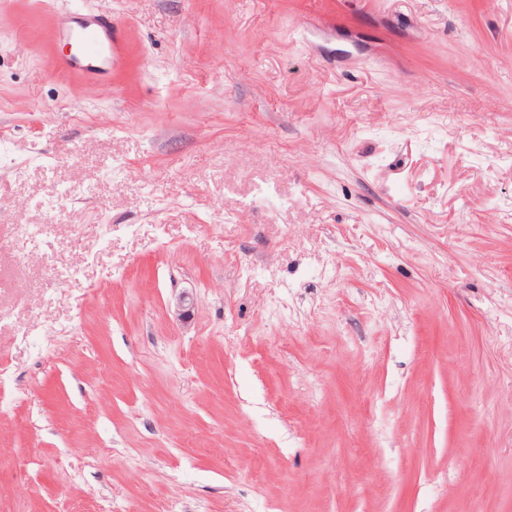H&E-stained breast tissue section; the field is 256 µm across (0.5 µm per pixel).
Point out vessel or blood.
Returning <instances> with one entry per match:
<instances>
[{"label": "vessel or blood", "instance_id": "1", "mask_svg": "<svg viewBox=\"0 0 512 512\" xmlns=\"http://www.w3.org/2000/svg\"><path fill=\"white\" fill-rule=\"evenodd\" d=\"M63 28L68 38L75 40L77 50L69 57L58 60L57 70H97L112 63L114 47L118 41L111 19L75 13L66 18Z\"/></svg>", "mask_w": 512, "mask_h": 512}]
</instances>
